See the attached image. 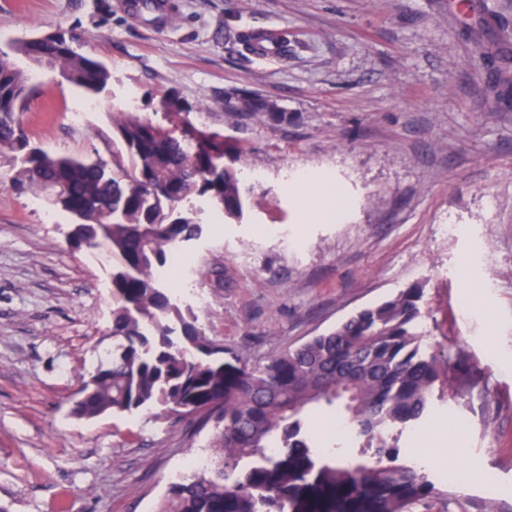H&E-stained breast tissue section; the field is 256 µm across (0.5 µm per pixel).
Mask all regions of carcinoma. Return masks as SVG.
Returning <instances> with one entry per match:
<instances>
[{"mask_svg": "<svg viewBox=\"0 0 512 512\" xmlns=\"http://www.w3.org/2000/svg\"><path fill=\"white\" fill-rule=\"evenodd\" d=\"M16 53L59 69L87 91L103 89L106 66L63 35L23 41ZM30 78L0 50V156L21 163L17 194L60 189L52 204L77 219L72 238L112 257V352L90 376L72 413L96 418L158 408L159 420L214 424L205 464L171 478L156 512H416L456 495L414 466L398 462L402 434L433 411L448 360L427 350L423 288L414 284L361 309L328 332L261 367L224 363V346L206 335L192 307L180 306L154 271L202 226L176 216L206 198L239 219L247 202L240 172L210 168L224 137L191 124L176 132L136 112L112 113V171L103 161L54 156L33 148L20 120ZM160 106L191 111L174 93ZM230 112L275 113L254 95L224 102ZM323 408L346 420L349 442L317 446L308 413ZM279 442L270 453V443Z\"/></svg>", "mask_w": 512, "mask_h": 512, "instance_id": "obj_1", "label": "carcinoma"}]
</instances>
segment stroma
<instances>
[{
    "instance_id": "1",
    "label": "stroma",
    "mask_w": 512,
    "mask_h": 512,
    "mask_svg": "<svg viewBox=\"0 0 512 512\" xmlns=\"http://www.w3.org/2000/svg\"><path fill=\"white\" fill-rule=\"evenodd\" d=\"M130 2L0 0V50L61 33L110 73L90 95L32 66L21 114L32 146L111 162L112 115L125 110L219 133L239 171H264L242 220L193 200L204 229L183 244L171 288L229 364L264 365L421 284L425 344L447 358L448 382L418 441L400 438V459L422 456L463 504L512 512V42L494 20L512 0H471L461 16L450 0H165L161 16ZM250 32L287 40V53L247 52ZM230 92L280 112L225 111ZM169 93L187 118L160 110ZM87 98L98 110L71 127ZM14 171L0 157V506L154 512L212 431L148 410L71 415L112 350V260L73 248L74 217L45 199L31 208L8 187ZM331 182L347 199L335 218L308 201ZM284 229L297 249L282 246ZM454 467L470 481L446 478Z\"/></svg>"
}]
</instances>
